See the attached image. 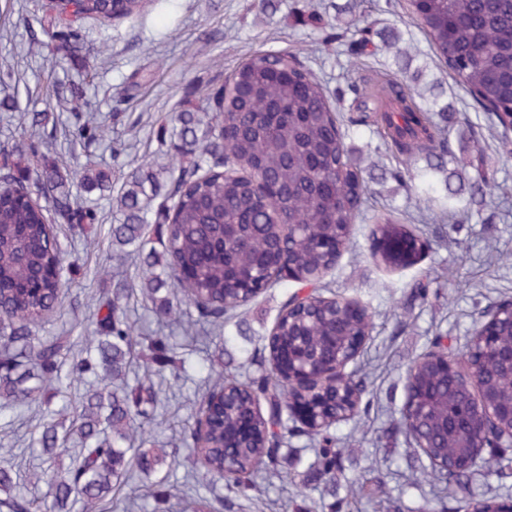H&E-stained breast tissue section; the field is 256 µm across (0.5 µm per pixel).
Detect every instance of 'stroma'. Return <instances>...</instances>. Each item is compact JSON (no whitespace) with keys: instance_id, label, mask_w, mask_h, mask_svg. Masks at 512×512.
<instances>
[{"instance_id":"stroma-1","label":"stroma","mask_w":512,"mask_h":512,"mask_svg":"<svg viewBox=\"0 0 512 512\" xmlns=\"http://www.w3.org/2000/svg\"><path fill=\"white\" fill-rule=\"evenodd\" d=\"M0 13V73L11 72V101L0 103V161L13 141L22 113L48 111L51 120L35 138L48 145L50 158L70 161L66 130L72 120L68 105L57 102L51 84H77L80 67L54 68V55L37 20L19 11ZM346 0H324L317 21L298 18L299 0H278L276 12L265 11L262 0H146L130 19L99 25L76 22L84 46L97 57L94 79L85 93L91 106L106 116L103 140L89 149L92 159L112 173L111 196L98 199V221L87 235L69 234L67 257L79 262L64 300L61 315L46 323L47 331L67 330L78 353L90 320L89 307L107 285L99 276L107 270L119 278L136 279L139 262L112 255L108 229L115 218L113 193L126 174L145 162L166 164L172 153L162 142L163 117L181 105L204 112L209 99L232 71L258 49L299 54L301 60L330 88L343 86L350 58L343 49L326 46L325 30L336 24V10ZM362 15L354 17L346 39L369 27L378 46L368 58L370 69L390 78L414 77L425 97L437 99L450 112L451 155L442 159L433 179L438 194L454 191L469 199V181L461 175L459 157H480L497 187L493 201L465 211L462 222L450 223L419 202L407 181L395 178L399 159L378 134L351 133L347 143L370 187L365 217L354 224L351 244L323 277L336 294L366 309L370 334L356 363L369 378L371 404L333 426L336 445L353 449L359 462L355 476L364 485L362 512H386L388 499L401 498L406 512H434L439 503L428 484L413 485L406 460L414 450L409 436L396 429L406 399V374L413 357L433 348L438 336L464 345L474 320L486 319L502 299L512 297V158L499 147V132L485 114L475 111L469 95L439 65L424 35L407 14L406 0H361ZM124 152L113 158L109 143ZM409 216L406 230L424 247L414 262L392 268L376 254L370 218L378 212ZM294 289L282 281L267 288L253 303L240 308L224 324V341L215 344L187 337L173 320L158 321L141 300H131L130 321L148 332L162 331L187 360V375L169 381L161 395L156 427L160 441L179 442L183 463L169 476L177 494L168 512H183L181 494L190 492L197 473L182 425L200 406V390L219 348H226L239 366V378L256 376L268 361V337L282 303ZM42 410L31 407L0 412V466L12 461L19 468L40 466L30 443ZM261 500L245 504L243 512H282L288 500L304 496L309 512H321L315 484L303 485L286 476L260 479Z\"/></svg>"}]
</instances>
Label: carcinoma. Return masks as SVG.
Listing matches in <instances>:
<instances>
[{
	"label": "carcinoma",
	"instance_id": "cac0c4a2",
	"mask_svg": "<svg viewBox=\"0 0 512 512\" xmlns=\"http://www.w3.org/2000/svg\"><path fill=\"white\" fill-rule=\"evenodd\" d=\"M143 0H82L77 20L107 22L138 14ZM411 18L424 32L453 79L488 114L492 124L512 130V0H408ZM55 44L58 62L89 68L78 59L80 43L59 33L73 20L65 7L43 9L37 18ZM351 43L358 57H373L378 48L360 29ZM445 115L402 81L360 76L346 88L331 91L305 63L283 51H258L237 66L212 97L210 113L183 109L165 116L161 138L175 151L165 168L132 170L116 199L119 222L112 225L116 254L138 255L141 275L100 293L85 337V352L67 362L68 337L39 334L48 316L63 305L67 279L66 252L58 227L82 231L95 223L90 199L66 187L60 168L46 159L21 126L14 152L27 166L0 175V409L37 405L44 410L32 446L46 468L28 476L44 484L42 497L29 499L11 470L0 468V508L6 512H103L112 491L129 482L132 471H165L152 483L155 512H167V482L181 448H134L135 439L154 443L156 408L166 375L178 379L186 360L161 336L146 335L127 316L137 295L151 303L157 317L177 315L208 339L224 335V321L252 301L246 289L263 275L274 283L291 280L275 322L270 357L288 361V348H299L309 367L336 357V349L353 336L370 331L367 314L303 311L297 304L303 288L318 289L308 275L329 264L336 248H348L346 236L360 218L367 192L361 171L346 143L354 131L376 132L403 158L395 176L419 180V192L434 202L433 184L415 165L430 170L450 153ZM102 123L79 113L71 126V143L86 146L100 139ZM470 204L484 206L492 196L493 177L479 165ZM77 187L105 186L108 172L84 163L72 172ZM46 204H41L39 198ZM159 248L142 252L147 228ZM139 353L145 380L128 382L130 356ZM498 387L499 400H512V367L496 360L485 365ZM85 384L79 400L67 399V380ZM416 381L428 388L429 413L398 429L425 445L433 462L423 471L439 487L438 499H454L462 512H490L495 500L471 492L476 474L498 476L511 448H488L474 461L475 433L467 422L471 395L448 380L441 363L423 366ZM294 392L275 372L240 382L219 371L206 383L205 420L188 426L191 452L204 475L224 479L219 506L201 492L193 512H233L234 501L254 500L258 484L251 478L226 476L224 461L241 472H277L288 434V406ZM263 403L267 415L251 427L243 414ZM318 444L307 471L322 480V498L330 512H355L361 501L348 471L356 460L335 447L329 430L307 431ZM79 440L78 456L60 461ZM346 494L340 495V488Z\"/></svg>",
	"mask_w": 512,
	"mask_h": 512
}]
</instances>
